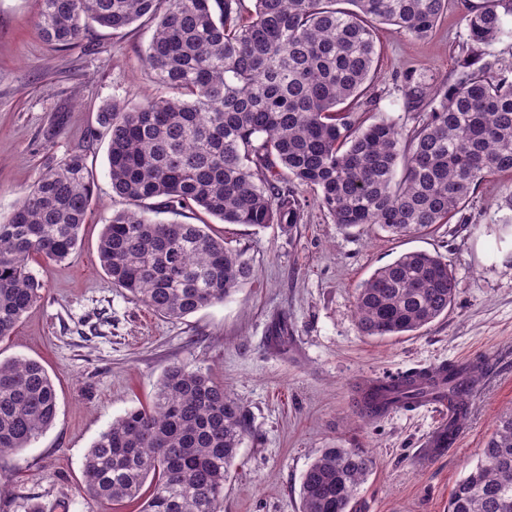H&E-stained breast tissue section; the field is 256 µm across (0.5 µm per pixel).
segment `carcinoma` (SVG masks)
<instances>
[{"instance_id": "obj_1", "label": "carcinoma", "mask_w": 512, "mask_h": 512, "mask_svg": "<svg viewBox=\"0 0 512 512\" xmlns=\"http://www.w3.org/2000/svg\"><path fill=\"white\" fill-rule=\"evenodd\" d=\"M39 0L44 40L69 48L93 24L119 31L157 21L146 55L157 91L104 105L115 195L99 240L112 284L155 313L181 319L222 303L253 275L245 253L176 220L198 208L224 224H298L299 200L272 170L309 188L339 226L375 225L418 236L462 212L475 190L512 173V81L478 67L506 34L512 0L467 7L468 39L452 80L405 77L413 124L380 119L354 129L346 102L363 104L376 78V23L426 37L448 0ZM87 155L52 161L0 222V342L41 298L32 255L67 259L93 199ZM157 199V206L147 201ZM170 213L171 220L150 217ZM458 288L440 256L411 251L357 289L364 336H409L448 313ZM484 362L448 370V398L468 405ZM392 402L417 394L390 380ZM54 383L37 361H0V455L18 453L51 427ZM248 432L243 408L208 373L173 364L154 401L113 420L82 463L92 512L129 501L138 512H221L224 483ZM376 462L359 448H326L305 471L300 512H361L358 495ZM448 512H512V410L501 414L479 462L452 489Z\"/></svg>"}]
</instances>
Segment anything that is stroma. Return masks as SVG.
Masks as SVG:
<instances>
[{"instance_id": "35a3bbf8", "label": "stroma", "mask_w": 512, "mask_h": 512, "mask_svg": "<svg viewBox=\"0 0 512 512\" xmlns=\"http://www.w3.org/2000/svg\"><path fill=\"white\" fill-rule=\"evenodd\" d=\"M467 2L448 0L425 39L377 27L379 77L367 106L353 114L356 125L382 118L411 124L403 76L439 83L457 69ZM37 10V0H0V220L49 160L79 148L93 169V201L74 254L62 262L29 259L46 292L0 341L1 360L41 362L58 396L54 424L24 451L0 456L7 481L0 512H90L78 492L85 453L112 420L149 405L164 370L177 363L223 382L249 415L224 485V512H298L302 475L336 445L368 450L376 460L362 487V512H448L453 487L479 461L498 415L512 409V223L502 221L512 173L479 186L464 222L414 237L374 226L343 229L299 185L293 191L302 218L289 231L184 210L180 222L208 223L245 253L254 275L222 303L165 319L114 287L101 267L103 226L126 203L112 191L107 136H89L103 105L133 104L154 92L144 57L155 23L118 33L96 27L62 49L38 33ZM416 250L440 255L458 280L447 316L413 336L361 335L359 286ZM480 359L495 366L469 398L460 443L429 465L418 453L443 412L400 408L375 417L358 400L365 379Z\"/></svg>"}]
</instances>
